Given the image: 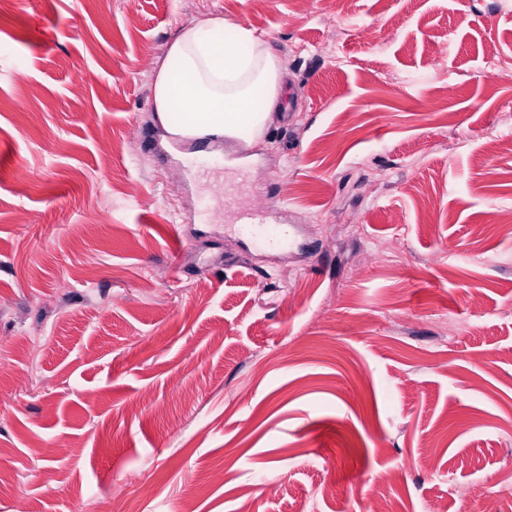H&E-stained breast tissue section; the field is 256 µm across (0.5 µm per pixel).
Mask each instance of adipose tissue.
I'll list each match as a JSON object with an SVG mask.
<instances>
[{
  "mask_svg": "<svg viewBox=\"0 0 512 512\" xmlns=\"http://www.w3.org/2000/svg\"><path fill=\"white\" fill-rule=\"evenodd\" d=\"M207 17L168 44L152 78L157 120L176 138L210 135L251 143L263 136L280 105L279 59L253 30Z\"/></svg>",
  "mask_w": 512,
  "mask_h": 512,
  "instance_id": "adipose-tissue-1",
  "label": "adipose tissue"
}]
</instances>
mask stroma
<instances>
[{
  "label": "stroma",
  "instance_id": "35a3bbf8",
  "mask_svg": "<svg viewBox=\"0 0 512 512\" xmlns=\"http://www.w3.org/2000/svg\"><path fill=\"white\" fill-rule=\"evenodd\" d=\"M206 16L285 68L275 126L207 185L142 66ZM496 52L512 0H0V512L512 494ZM228 192L273 203L288 247L240 234ZM395 235L402 256L381 254Z\"/></svg>",
  "mask_w": 512,
  "mask_h": 512
}]
</instances>
